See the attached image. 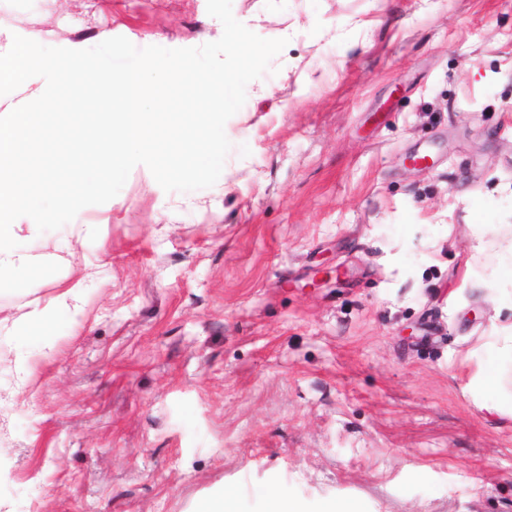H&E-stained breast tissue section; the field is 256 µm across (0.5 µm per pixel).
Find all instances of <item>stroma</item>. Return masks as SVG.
Segmentation results:
<instances>
[{
	"label": "stroma",
	"instance_id": "obj_1",
	"mask_svg": "<svg viewBox=\"0 0 512 512\" xmlns=\"http://www.w3.org/2000/svg\"><path fill=\"white\" fill-rule=\"evenodd\" d=\"M271 39L212 187L119 194L21 241L60 270L0 293V512H193L230 490L322 512H512V0H232ZM369 40H328L351 18ZM207 0L0 6L19 35L85 49L218 40ZM427 155L425 165L415 164ZM80 284L54 350L14 318ZM30 356L16 388L9 362ZM499 406L475 389L487 361Z\"/></svg>",
	"mask_w": 512,
	"mask_h": 512
}]
</instances>
